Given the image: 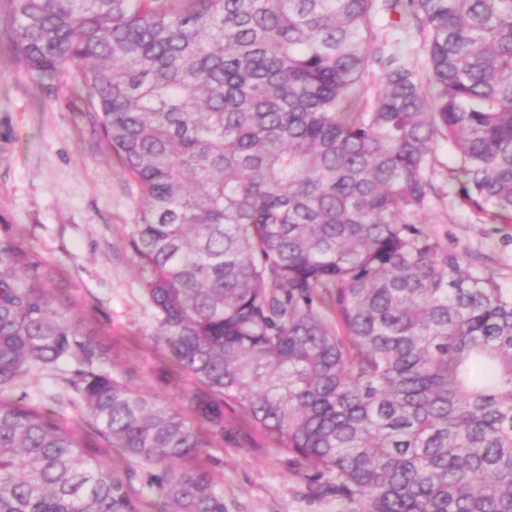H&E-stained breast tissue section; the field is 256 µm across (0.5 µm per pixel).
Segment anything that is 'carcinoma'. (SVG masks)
Wrapping results in <instances>:
<instances>
[{"instance_id":"cac0c4a2","label":"carcinoma","mask_w":512,"mask_h":512,"mask_svg":"<svg viewBox=\"0 0 512 512\" xmlns=\"http://www.w3.org/2000/svg\"><path fill=\"white\" fill-rule=\"evenodd\" d=\"M14 57L84 105L141 189L126 247L175 409L114 370L53 270L0 234V512H225L199 463L247 424L358 512H512V289L424 224L455 194L512 224V0H0ZM424 34L420 75L375 34ZM381 77L364 96L369 61ZM50 375V395L20 387Z\"/></svg>"}]
</instances>
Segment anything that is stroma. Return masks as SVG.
<instances>
[{
    "label": "stroma",
    "mask_w": 512,
    "mask_h": 512,
    "mask_svg": "<svg viewBox=\"0 0 512 512\" xmlns=\"http://www.w3.org/2000/svg\"><path fill=\"white\" fill-rule=\"evenodd\" d=\"M82 90L70 77L37 78L14 58L0 17V231L14 233L64 279L72 319L109 345L149 397L180 405L181 383L150 338L154 314L142 270L125 246L138 220L139 190L105 147ZM459 160L439 143L427 170L435 187L413 215L441 242L512 289V224L479 222L455 196ZM219 480L225 512H352L300 474L288 454L219 439L203 456Z\"/></svg>",
    "instance_id": "1"
}]
</instances>
